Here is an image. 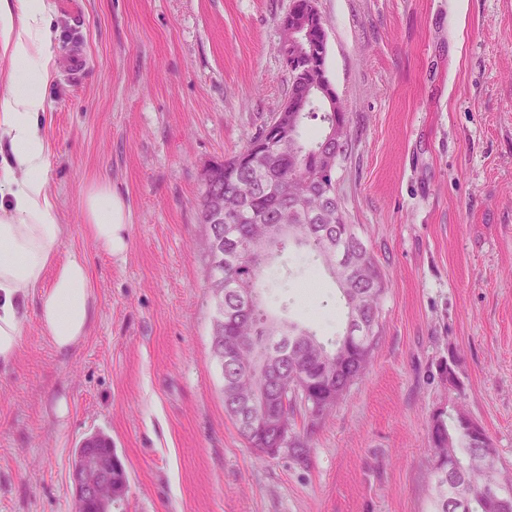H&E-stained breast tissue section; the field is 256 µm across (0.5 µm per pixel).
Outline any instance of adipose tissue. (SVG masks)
<instances>
[{
	"label": "adipose tissue",
	"instance_id": "obj_1",
	"mask_svg": "<svg viewBox=\"0 0 512 512\" xmlns=\"http://www.w3.org/2000/svg\"><path fill=\"white\" fill-rule=\"evenodd\" d=\"M0 45L11 64L0 89V144L10 150L0 164V371H6L18 353L31 294H38L39 322L61 353L88 335L94 305L84 257L59 255L62 226L47 189L42 121L57 63L42 0H0ZM81 211L96 244L112 255L126 252L130 215L109 183L87 187Z\"/></svg>",
	"mask_w": 512,
	"mask_h": 512
}]
</instances>
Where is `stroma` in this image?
Wrapping results in <instances>:
<instances>
[{
    "label": "stroma",
    "instance_id": "stroma-1",
    "mask_svg": "<svg viewBox=\"0 0 512 512\" xmlns=\"http://www.w3.org/2000/svg\"><path fill=\"white\" fill-rule=\"evenodd\" d=\"M43 3L58 62L48 189L61 255L89 264L94 317L62 354L28 303L0 374V512H75L74 452L94 434L128 473L114 512H431L439 410L478 421L512 474V0H317L349 116L336 186L387 288L366 372L316 426L295 413L302 451L264 459L224 413L196 203L204 170L287 99L292 0ZM100 180L129 207L120 256L82 220ZM271 277L273 315L323 339L343 331L323 269L287 250Z\"/></svg>",
    "mask_w": 512,
    "mask_h": 512
}]
</instances>
